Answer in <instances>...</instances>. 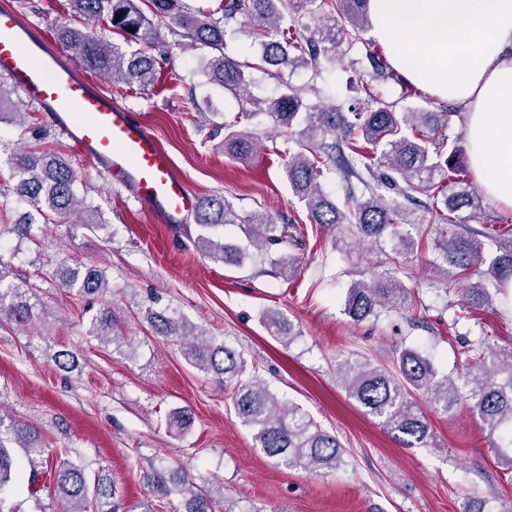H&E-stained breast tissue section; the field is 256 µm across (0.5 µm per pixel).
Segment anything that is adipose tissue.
Returning <instances> with one entry per match:
<instances>
[{
    "mask_svg": "<svg viewBox=\"0 0 512 512\" xmlns=\"http://www.w3.org/2000/svg\"><path fill=\"white\" fill-rule=\"evenodd\" d=\"M369 17L404 82L464 108L470 168L512 207V0H370Z\"/></svg>",
    "mask_w": 512,
    "mask_h": 512,
    "instance_id": "1",
    "label": "adipose tissue"
}]
</instances>
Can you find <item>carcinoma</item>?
Returning <instances> with one entry per match:
<instances>
[{"label": "carcinoma", "mask_w": 512, "mask_h": 512, "mask_svg": "<svg viewBox=\"0 0 512 512\" xmlns=\"http://www.w3.org/2000/svg\"><path fill=\"white\" fill-rule=\"evenodd\" d=\"M368 0H220L207 10H193L184 0H68L69 9L82 25L57 26V41L84 67L129 88L146 89L158 79L157 61L148 49L156 26L169 21L180 28L179 35L192 47L207 48L211 57L205 74L237 102L247 99V79L243 65L224 53L226 36L240 20L252 25L259 39L262 64L270 66H314L323 59H335L336 49L345 39L356 41L369 26ZM290 24L278 29L284 16ZM317 17L316 26L302 22ZM102 22L112 32L144 42L145 47L128 51L111 43L89 28ZM362 111L347 116L334 108L308 106L303 91L286 86L268 103L265 111L290 141L300 113H305L304 128L296 139L298 150L289 155L284 167L292 193L305 204L315 224H331L342 236L353 234L362 239L379 240L394 233L404 221L403 202H419L424 196L433 202L427 207L433 223L439 226L443 240L438 242L445 265L478 281L463 289L470 305L489 300L485 281L496 287L512 279V229L496 240L497 254L485 262L482 232L457 225L449 214L463 208L480 209V199L463 179L466 159L463 150L433 140L431 132L448 125L446 112H399L393 105L380 102L365 82ZM11 88L0 80V114L8 112L19 118L23 104L11 97ZM224 152L246 156L253 147L251 137L236 130V122L224 124ZM337 137L327 145L323 139ZM336 150L345 163V173L362 178H376L377 167H385L400 181L389 178L397 197L388 198L376 187H367L368 196L349 197L345 209L323 190L320 177L323 166ZM9 153L14 184L8 190L19 201L28 203L48 224L58 219L80 215L88 229L100 227L97 210L81 207L76 183L78 175L71 163L49 149L4 148ZM199 226L209 230L226 224H241L250 246L274 249L279 257L274 266L279 274L293 277L299 258L288 253L292 235L288 225L276 224L264 213L255 212L243 220L222 195L200 199L196 212ZM400 253L410 256L424 242L423 235L413 239L399 235ZM198 245L212 259L234 266L242 265L248 252L206 233ZM487 269H482V265ZM60 283L78 287L85 296H99L108 288L103 271L93 265L63 262L57 269ZM411 289L398 277V268H388L370 282L358 281L348 290L343 313L354 322L377 316L387 308L412 305ZM27 282L11 279V272L0 258V321L26 322L32 315ZM148 321L159 336L184 343L182 354L192 366L209 374L224 389L230 390L234 413L253 431L255 447L290 468L324 474L343 463L344 450L335 435L323 430L293 407H286L258 376L243 378L247 365L235 348L213 337L198 335L193 327L179 319L151 311ZM271 335L288 344L291 325L278 316L263 320ZM93 335L118 347L125 343L118 319L110 308L103 309L92 323ZM472 355L461 375L463 387L438 378L431 361L414 349L395 351L391 364L374 365L366 360L345 359L336 365V375L346 394L364 413L382 419V424L404 448H434L435 435L428 415L420 407L425 401L434 412L448 413L466 406L491 440V451L498 463L512 473V349L504 352L485 340L471 347ZM192 419L186 409L168 414L167 427L187 428ZM41 431L18 420H6L0 414V512H21L11 491L26 493L34 512H50L44 499L61 506L63 512H116L114 482L103 470L73 462L61 448L52 455L44 447ZM187 497L182 512H215V500L208 485L185 479Z\"/></svg>", "instance_id": "carcinoma-1"}]
</instances>
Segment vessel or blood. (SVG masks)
Listing matches in <instances>:
<instances>
[{
  "label": "vessel or blood",
  "instance_id": "b4317fda",
  "mask_svg": "<svg viewBox=\"0 0 512 512\" xmlns=\"http://www.w3.org/2000/svg\"><path fill=\"white\" fill-rule=\"evenodd\" d=\"M0 76L46 112L56 132L158 222L178 223L196 209V196L152 129L89 80L57 44L3 5Z\"/></svg>",
  "mask_w": 512,
  "mask_h": 512
}]
</instances>
